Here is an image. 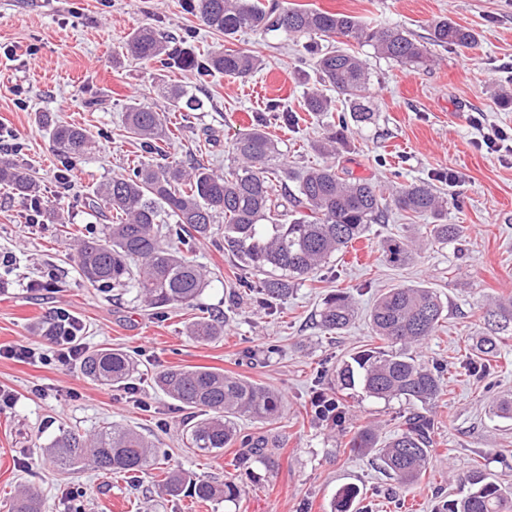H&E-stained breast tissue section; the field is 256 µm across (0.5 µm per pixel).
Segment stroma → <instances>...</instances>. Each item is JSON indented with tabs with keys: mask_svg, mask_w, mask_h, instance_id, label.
Instances as JSON below:
<instances>
[{
	"mask_svg": "<svg viewBox=\"0 0 512 512\" xmlns=\"http://www.w3.org/2000/svg\"><path fill=\"white\" fill-rule=\"evenodd\" d=\"M284 7L319 8L352 15L371 25L404 28L428 36L433 21L447 18L472 28V49H432L434 63L414 69L360 52L371 73L370 105L375 121L349 124L338 160L353 175L393 189L425 181L448 201V221L464 225L463 244L426 240L429 217L393 211L373 225L367 238L333 260L313 280L273 308L243 295L246 273L224 254L222 235L194 242L191 259L212 272L210 285L191 308L162 313L146 310L132 293L86 283L70 258L66 227L101 233L106 219L85 208V196L104 179L123 173L140 153L128 138L123 115L131 98L159 112L170 111L166 90H198L203 110L188 120L173 118L163 143L166 161L201 155L223 171L228 148L239 129L254 123L264 102L274 100L295 117L294 124L269 122L288 166L322 165L329 157L318 145L336 120L304 108L315 75L301 46L282 35L244 33L225 41L200 28L185 0H0V129L24 139L17 162L36 172L41 193L64 215L65 224L25 223L24 201L0 186V347L32 345L47 360L21 364L0 357V389L14 403L0 412V512H10L18 490L41 499L42 512H331L337 492L353 486L358 496L351 512H443L460 493L458 478L480 465L498 482L512 487V420L494 417V400L512 397V335L506 336L495 372L479 378L463 367L472 339L485 328L484 315L512 297V153L487 148L491 129L512 128V0H279ZM150 25L175 36L193 30L197 57L220 44L255 49L264 68L239 80L215 73L197 84L192 72L157 70L127 58L128 35ZM36 55H27L29 45ZM27 109H18L15 98ZM484 115L474 126L471 113ZM86 128L95 141L92 153L73 163L70 189L58 193L56 173L62 159L38 124L39 114ZM212 132L216 145L204 142ZM458 182L448 183V172ZM423 238L420 253L408 264L385 263L381 243L390 236ZM432 287L448 305L438 332L415 348L418 359L446 365L445 394L434 408L432 460L411 487L389 479L374 454L351 448L354 431L370 425L379 441L392 437L407 411L405 402L367 397L361 389L341 388L338 372L349 355L371 344L367 313L381 290L399 284ZM340 289L351 292L355 320L337 334L316 325L324 298ZM78 318L86 350L103 347L131 352L139 361L135 394L123 386L103 385L80 369L61 366L45 326L56 309ZM226 319L223 336L201 345L187 333L194 317ZM278 352L267 355L268 346ZM208 367L241 375L271 387L284 400L281 417L260 424L239 418L242 433L269 439L273 467L237 463L240 447L196 457L185 450L183 422L188 412L154 383L171 366ZM336 396L349 410L345 430L314 417L310 400L318 392ZM112 424L148 435L164 452L163 467L195 479L235 482L237 502L198 503L165 494L156 474L128 479L107 476L93 467L73 474L53 471L47 455L66 431L86 435Z\"/></svg>",
	"mask_w": 512,
	"mask_h": 512,
	"instance_id": "stroma-1",
	"label": "stroma"
}]
</instances>
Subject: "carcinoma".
Here are the masks:
<instances>
[{
	"instance_id": "cac0c4a2",
	"label": "carcinoma",
	"mask_w": 512,
	"mask_h": 512,
	"mask_svg": "<svg viewBox=\"0 0 512 512\" xmlns=\"http://www.w3.org/2000/svg\"><path fill=\"white\" fill-rule=\"evenodd\" d=\"M186 7L200 26L223 35L226 41L260 31L306 39L302 48L315 56L318 84L336 92L331 97L316 90L305 99L309 112L337 113L336 130L319 144L330 155L336 154V144L348 128L347 119L366 125L375 117L366 104L371 75L355 47L369 46L375 54L413 68L433 61L427 46L406 31L370 28L344 13L283 9L278 0H187ZM191 36L188 32L171 38L152 27H141L130 34L125 50L163 69H191L195 55L185 47ZM324 38L340 47L319 50L318 41ZM428 40L441 47L472 48L477 43L473 30L446 18L431 25ZM262 66L260 52L220 45L208 53L198 75L203 81L213 73L245 78ZM170 98L173 111L185 118L204 107L198 96L181 88L172 89ZM124 128L142 155L126 173L112 176L87 197V206L109 211L112 223L100 238L77 240L75 261L90 285L131 289L136 300L155 310L191 306L209 285L211 272L187 258L183 250L192 240L211 237L214 225L220 223L224 225V253L257 278L258 285L246 280L243 287L267 307L287 299L294 288L367 237L391 207L411 217H433L430 236L439 244L458 242L465 235L463 225L446 220L448 201L425 182L402 185L387 197L380 184L356 177L334 161L304 169L288 167L280 142L264 130L260 117L237 133L229 150L230 165L222 173L197 160L184 166L150 158L162 154L159 143L169 137L168 120L135 98L126 107ZM49 135L53 149L65 159L81 158L92 147V136L74 124H55ZM0 185L24 200L39 194L27 168L9 160H0ZM420 245L417 238L389 237L382 243L383 258L394 266L403 265ZM354 315L351 293L339 291L324 302L318 325L336 334ZM489 316L494 327L476 337L465 364L471 375L486 376L496 367L503 333L512 329V299L497 304ZM444 317L441 297L422 284L382 292L371 308L369 324L384 345L355 352L341 370L343 386L358 384L370 398H403L413 406L390 441L378 442L369 427L357 430L351 439V447L372 450L390 478L406 486L415 484L431 462L432 409L443 394L442 368L421 362L407 348L432 336ZM188 332L194 340L206 343L224 335V324L203 317L193 321ZM138 367L127 352L103 348L87 353L80 369L93 381L113 385L133 379ZM155 381L191 411L185 436L194 454L210 456L237 444L245 449L239 466L246 469L253 460L272 464L264 439L240 434L236 419L277 420L283 407L279 393L203 367L173 366L159 372ZM346 415L347 409L338 401L336 410L318 419L336 428L345 424ZM49 462L66 471L92 465L107 475L123 473L135 478L156 464V454L152 442L136 430L112 425L90 437H61L52 446ZM460 482V496L449 500L444 512H507L512 508V489L502 487L480 466L472 467ZM161 488L172 496L185 492L198 502L219 498L233 502L239 497V487L231 481H194L175 470L164 472ZM356 496L354 487L340 491L334 512H349ZM10 510L41 512V502L34 492L24 490L13 498Z\"/></svg>"
}]
</instances>
